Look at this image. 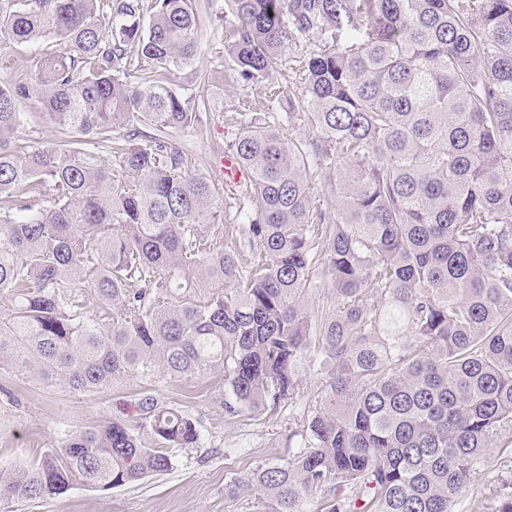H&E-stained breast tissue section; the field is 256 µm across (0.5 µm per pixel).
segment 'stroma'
I'll list each match as a JSON object with an SVG mask.
<instances>
[{"label":"stroma","instance_id":"1","mask_svg":"<svg viewBox=\"0 0 512 512\" xmlns=\"http://www.w3.org/2000/svg\"><path fill=\"white\" fill-rule=\"evenodd\" d=\"M202 18L201 53L194 63L176 69L177 90L204 91L211 107L193 127L175 131L171 142L191 157L196 169L211 173L224 159L226 144L235 136L232 116L249 107L254 113L301 111L286 97H272L264 88L243 80L225 46L233 25L224 13V0H195ZM212 72L209 83L199 76ZM28 114L22 134L31 145L65 140L67 129L55 124L39 102L23 106ZM18 400L15 408H0V465H30L40 451L55 447L65 430L97 428L120 417V404H134L140 388L135 382L86 394H74L33 376L0 369V388ZM161 399L195 418L202 438L197 447L178 450L170 471L114 489L78 486L59 498L37 501L9 499L0 512H232L224 500V482L261 463H277L288 455L293 420L288 409H260L231 418L224 411V376L166 379L156 384ZM234 456H226V449Z\"/></svg>","mask_w":512,"mask_h":512}]
</instances>
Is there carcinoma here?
I'll list each match as a JSON object with an SVG mask.
<instances>
[{
  "label": "carcinoma",
  "instance_id": "1",
  "mask_svg": "<svg viewBox=\"0 0 512 512\" xmlns=\"http://www.w3.org/2000/svg\"><path fill=\"white\" fill-rule=\"evenodd\" d=\"M225 6L241 75L303 102L291 134L238 117L233 189L170 142L208 105L170 79L201 53L193 0H0V63L63 45L0 82V369L73 393L149 385L134 422L0 468V499L172 469L200 433L152 393L164 377L224 373L235 416L293 401L313 365L294 450L225 481L228 503L453 512L479 483L512 512V479L483 470L491 448L512 457V0ZM34 95L71 140L21 137Z\"/></svg>",
  "mask_w": 512,
  "mask_h": 512
}]
</instances>
